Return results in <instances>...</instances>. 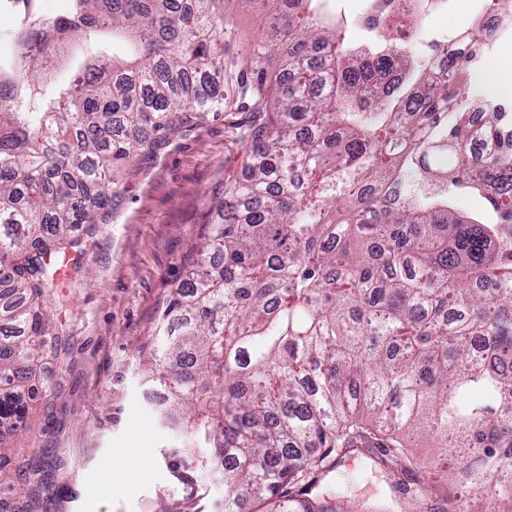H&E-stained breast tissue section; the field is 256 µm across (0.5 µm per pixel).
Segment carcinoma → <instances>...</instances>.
Instances as JSON below:
<instances>
[{"label": "carcinoma", "instance_id": "carcinoma-1", "mask_svg": "<svg viewBox=\"0 0 512 512\" xmlns=\"http://www.w3.org/2000/svg\"><path fill=\"white\" fill-rule=\"evenodd\" d=\"M267 0H72L11 32L0 69V461L30 431L47 340L63 328L51 258L78 243L121 188L112 171L210 112H242L243 174L224 179L190 272L159 316L143 371L182 457L224 478V512H390L341 507L338 459H372L411 512L453 498L435 465L415 477L409 439L459 449L475 490L512 512V112L471 76L474 58H411L394 15L352 46L325 0H281L249 54L241 4ZM132 45L124 59L109 36ZM54 66L45 69L41 59ZM485 108L482 125L469 119ZM486 145L475 177L471 145ZM465 191L494 217L452 204ZM40 489L17 512H40ZM237 30L238 38L235 48L242 55H246L258 33L256 14L248 6L241 8L237 15Z\"/></svg>", "mask_w": 512, "mask_h": 512}]
</instances>
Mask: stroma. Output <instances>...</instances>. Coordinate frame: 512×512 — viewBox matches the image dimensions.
<instances>
[{
  "label": "stroma",
  "instance_id": "35a3bbf8",
  "mask_svg": "<svg viewBox=\"0 0 512 512\" xmlns=\"http://www.w3.org/2000/svg\"><path fill=\"white\" fill-rule=\"evenodd\" d=\"M490 0H443L422 15L407 49L424 55L436 42L470 29ZM346 39L360 45L374 31L363 23L368 0H330ZM231 117L189 124L149 155L118 167L122 191L90 232L68 253L64 307L54 308L67 339L60 356H47L41 373L51 388L34 404L39 427L15 440L10 471L33 455L58 466L41 488L46 512H220L224 484L194 473L180 478L169 449L180 435L162 424L141 360L156 324L185 277V260L200 242L208 199L224 177L241 171ZM333 479H348L353 500H387L393 512L407 503L363 456L343 459Z\"/></svg>",
  "mask_w": 512,
  "mask_h": 512
}]
</instances>
